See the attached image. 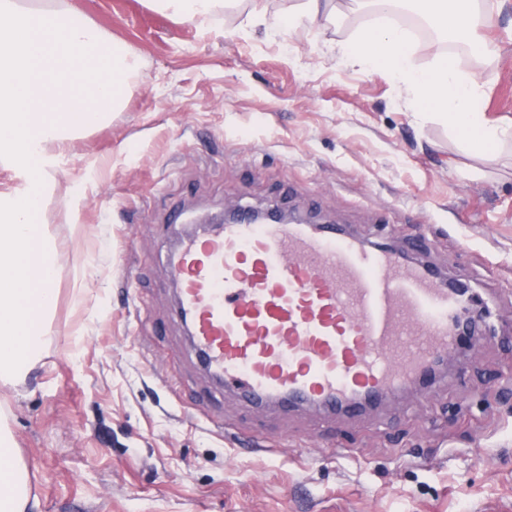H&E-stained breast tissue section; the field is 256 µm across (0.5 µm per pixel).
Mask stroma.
<instances>
[{
	"label": "stroma",
	"mask_w": 512,
	"mask_h": 512,
	"mask_svg": "<svg viewBox=\"0 0 512 512\" xmlns=\"http://www.w3.org/2000/svg\"><path fill=\"white\" fill-rule=\"evenodd\" d=\"M303 0H234L201 30L148 0H76L140 60L121 107L68 134L37 217L60 255L51 330L0 384L28 512H512V142L467 148L382 69L339 50L375 19L271 26ZM463 64L488 124L512 121V0H485ZM278 206L478 289L497 334L431 392L379 408H254L198 365L167 276L181 207L196 224Z\"/></svg>",
	"instance_id": "stroma-1"
}]
</instances>
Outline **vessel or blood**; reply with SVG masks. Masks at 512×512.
Segmentation results:
<instances>
[{
	"label": "vessel or blood",
	"instance_id": "obj_1",
	"mask_svg": "<svg viewBox=\"0 0 512 512\" xmlns=\"http://www.w3.org/2000/svg\"><path fill=\"white\" fill-rule=\"evenodd\" d=\"M170 275L201 367L225 390L288 411L355 413L432 372L486 307L440 269L327 224L249 212L180 240Z\"/></svg>",
	"mask_w": 512,
	"mask_h": 512
}]
</instances>
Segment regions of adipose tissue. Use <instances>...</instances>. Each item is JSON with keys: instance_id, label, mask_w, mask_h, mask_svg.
Masks as SVG:
<instances>
[{"instance_id": "adipose-tissue-1", "label": "adipose tissue", "mask_w": 512, "mask_h": 512, "mask_svg": "<svg viewBox=\"0 0 512 512\" xmlns=\"http://www.w3.org/2000/svg\"><path fill=\"white\" fill-rule=\"evenodd\" d=\"M45 22L21 18L18 0H0V160L17 158V136L49 165L50 146L66 133L96 126L123 97L136 59L81 18L69 0H42ZM36 201L0 194V382L13 381L39 353L49 333L51 298L38 294L56 272L57 251L34 221ZM35 248H28L30 240ZM30 306L31 323L19 320ZM26 471L9 434L0 430V512H27Z\"/></svg>"}]
</instances>
